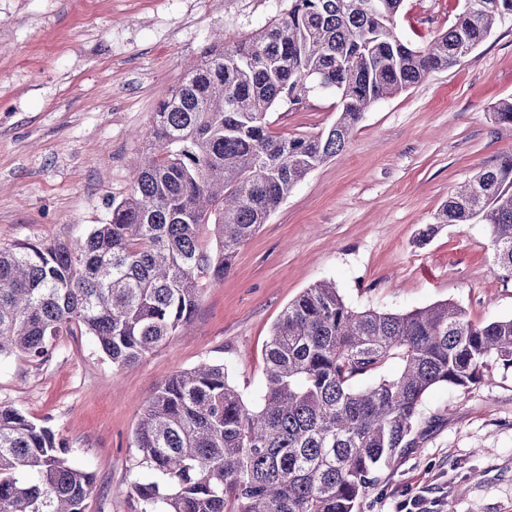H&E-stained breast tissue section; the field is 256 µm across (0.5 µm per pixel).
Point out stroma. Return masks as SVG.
Listing matches in <instances>:
<instances>
[{"instance_id": "obj_1", "label": "stroma", "mask_w": 512, "mask_h": 512, "mask_svg": "<svg viewBox=\"0 0 512 512\" xmlns=\"http://www.w3.org/2000/svg\"><path fill=\"white\" fill-rule=\"evenodd\" d=\"M462 0H404L399 33L424 46ZM286 0H0V249L69 240L107 223L133 185V162L159 100L204 43L233 44ZM512 23L460 64L369 107L344 150L313 170L205 288L190 329L120 371L92 337H62L43 364L0 359V402L46 422L95 476L86 512H140L132 446L157 386L201 360H229L245 397L264 386L266 348L288 303L321 282L357 310L410 311L452 301L476 321L512 317V279L481 220L426 225L459 184L512 153ZM335 96L306 92L271 113L293 136L328 128ZM427 431L375 475L358 512H512V373L424 398Z\"/></svg>"}]
</instances>
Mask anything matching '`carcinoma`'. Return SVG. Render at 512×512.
Instances as JSON below:
<instances>
[{
  "label": "carcinoma",
  "instance_id": "carcinoma-1",
  "mask_svg": "<svg viewBox=\"0 0 512 512\" xmlns=\"http://www.w3.org/2000/svg\"><path fill=\"white\" fill-rule=\"evenodd\" d=\"M288 0L233 46L206 43L143 134L131 193L84 237L0 249V356L48 361L62 336L95 338L116 369L193 322L204 288L311 171L343 151L372 103L453 67L512 12L463 0L425 47L396 30L403 0ZM312 83L340 115L314 135L273 131L269 114ZM481 217L496 266L512 274V154L457 188L427 240ZM213 227L205 246L201 229ZM390 361L394 375L379 371ZM512 371V317L472 320L453 302L408 312L355 310L320 282L288 304L248 401L230 361L164 381L140 411L133 491L141 512H356L373 475L415 444L424 395ZM69 444L0 403V512H86L94 475Z\"/></svg>",
  "mask_w": 512,
  "mask_h": 512
}]
</instances>
